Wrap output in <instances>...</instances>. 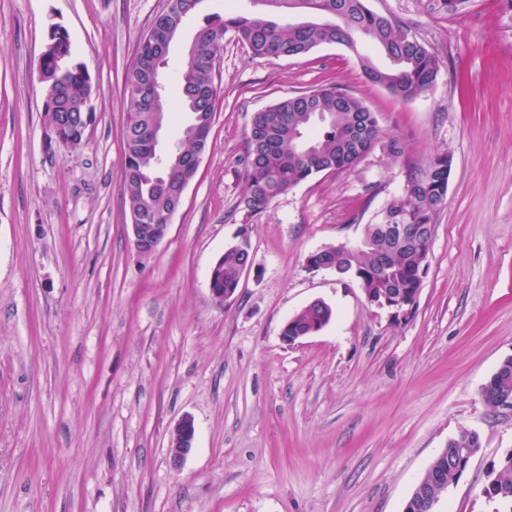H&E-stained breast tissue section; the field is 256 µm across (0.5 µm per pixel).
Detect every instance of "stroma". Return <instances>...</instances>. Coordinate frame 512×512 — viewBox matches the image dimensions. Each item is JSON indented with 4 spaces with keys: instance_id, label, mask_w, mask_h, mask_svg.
<instances>
[{
    "instance_id": "obj_1",
    "label": "stroma",
    "mask_w": 512,
    "mask_h": 512,
    "mask_svg": "<svg viewBox=\"0 0 512 512\" xmlns=\"http://www.w3.org/2000/svg\"><path fill=\"white\" fill-rule=\"evenodd\" d=\"M165 3L0 0V512H404L463 430L482 448L439 512H490L484 470L512 449V410L481 398L512 358V0H367L440 60L409 101L366 82L341 45L253 58L226 36L209 146L144 258L125 204L123 83ZM267 11L201 0L166 77L205 16ZM56 26L93 88L74 150L44 114L38 62ZM328 83L377 113L381 142L246 218L251 114ZM445 152L448 194L411 313L307 268L311 252L382 223L409 175ZM242 231L252 266L216 303L210 270ZM318 299L331 322L284 342L288 318ZM186 415L195 440L176 467L169 439Z\"/></svg>"
}]
</instances>
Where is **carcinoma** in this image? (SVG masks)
Segmentation results:
<instances>
[{
  "mask_svg": "<svg viewBox=\"0 0 512 512\" xmlns=\"http://www.w3.org/2000/svg\"><path fill=\"white\" fill-rule=\"evenodd\" d=\"M201 0H166L165 8L149 25L139 41L134 58L124 76V95L129 117L124 129V186L131 223H163L173 211L175 184L192 173L185 159L206 150L215 120L220 88L216 83L215 62L224 47V38L232 35L258 58H296L308 55L321 44H339L353 53L367 82L386 89L402 101L430 89L437 79L440 62L430 48L408 29L373 12L366 0H266L282 13L305 12L324 17L322 22L280 23L245 13L203 19L196 39L188 50L186 67L165 85L158 81L161 66L167 64V34H179L184 19ZM59 42L44 51L40 59L45 84V111L49 121L60 126L65 148L76 149L85 135V104L91 94L90 78L82 65L71 60L65 34L51 36ZM380 52L391 63L388 68L374 64L370 53ZM168 100L176 98L190 115L180 133L173 157L158 151L152 140L154 124L164 125L167 105L156 110L144 104L147 95ZM245 156V191L240 208L246 216L261 215L277 197L318 175L334 174L351 168L366 157L382 136L376 113L347 89L332 85L284 98L251 116ZM448 194V154L433 158L427 170L411 175L406 195L389 201L384 207L386 223L414 224L425 233L434 224L436 213ZM430 239L416 249L386 245L376 233L365 240L362 251L347 254L339 245L324 247L321 262L334 267L336 275L348 278L355 268L371 263L382 275L368 283L376 291H395L406 296L418 287V266L428 259ZM252 263L246 234L222 255L224 284L237 288L243 269ZM333 317L332 308L322 302L306 306L289 323L291 336L326 326ZM482 401L490 409L512 402V359L504 360L485 383ZM481 449L480 437L463 431L444 452L437 454L425 477L428 484L415 488L412 497L434 490L429 481L445 484L440 495L457 485L471 465L462 452ZM495 474L494 483L482 490L493 512H512V449L488 464Z\"/></svg>",
  "mask_w": 512,
  "mask_h": 512,
  "instance_id": "1",
  "label": "carcinoma"
}]
</instances>
